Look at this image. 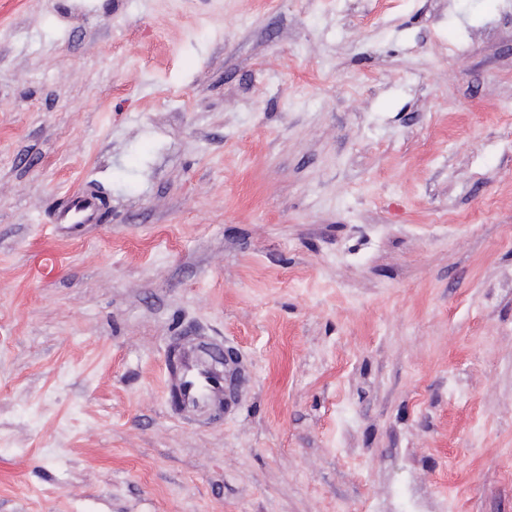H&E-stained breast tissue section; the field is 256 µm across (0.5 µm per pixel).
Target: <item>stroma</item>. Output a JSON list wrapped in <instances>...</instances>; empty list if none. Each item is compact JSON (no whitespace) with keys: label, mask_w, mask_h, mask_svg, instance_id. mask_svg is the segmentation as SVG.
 <instances>
[{"label":"stroma","mask_w":512,"mask_h":512,"mask_svg":"<svg viewBox=\"0 0 512 512\" xmlns=\"http://www.w3.org/2000/svg\"><path fill=\"white\" fill-rule=\"evenodd\" d=\"M185 332L235 354L206 426ZM0 512H512V0H26ZM103 201L90 183L70 194L51 217V227L75 229L85 224H99ZM202 346L209 347L204 343L189 345L169 360L165 389L181 414L203 416L224 404V376L212 373L204 364Z\"/></svg>","instance_id":"35a3bbf8"}]
</instances>
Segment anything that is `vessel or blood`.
<instances>
[{"mask_svg": "<svg viewBox=\"0 0 512 512\" xmlns=\"http://www.w3.org/2000/svg\"><path fill=\"white\" fill-rule=\"evenodd\" d=\"M103 201L92 186L70 194L51 217L53 229H75L99 223ZM165 389L179 413L203 416L223 404L227 387L223 376L212 373L204 364L199 345L180 349L170 360Z\"/></svg>", "mask_w": 512, "mask_h": 512, "instance_id": "1", "label": "vessel or blood"}]
</instances>
